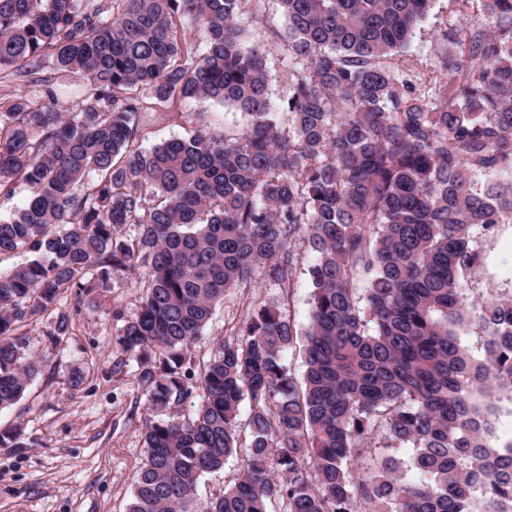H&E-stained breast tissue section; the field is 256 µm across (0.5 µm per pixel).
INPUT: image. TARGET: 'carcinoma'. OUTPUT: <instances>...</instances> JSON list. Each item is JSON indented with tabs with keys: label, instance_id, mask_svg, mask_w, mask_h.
Listing matches in <instances>:
<instances>
[{
	"label": "carcinoma",
	"instance_id": "1",
	"mask_svg": "<svg viewBox=\"0 0 512 512\" xmlns=\"http://www.w3.org/2000/svg\"><path fill=\"white\" fill-rule=\"evenodd\" d=\"M241 2L0 0V71L32 84L0 110V197L17 177L30 192L0 222V256L35 255L0 272V409L38 370L25 327L51 318L55 343L71 294L102 310L138 271V311L115 338L150 411L129 512H512V445L489 440L492 394L512 392V298L463 295L476 235L512 222V0H483L491 26L468 60L443 61L462 80L430 98L392 60L432 0H280L291 82L276 99ZM176 14L203 54L174 36ZM52 68L90 81L76 112L39 77ZM144 97L216 100L247 123L146 150ZM304 249L308 324L253 304L193 383L216 306L258 279L293 288ZM471 324L479 358L458 339ZM298 342L300 380L281 362ZM196 387L188 416H156ZM23 435L1 430L0 446L30 447ZM376 436L414 448L427 481H404L392 455L360 470ZM240 449L234 482L198 504Z\"/></svg>",
	"mask_w": 512,
	"mask_h": 512
}]
</instances>
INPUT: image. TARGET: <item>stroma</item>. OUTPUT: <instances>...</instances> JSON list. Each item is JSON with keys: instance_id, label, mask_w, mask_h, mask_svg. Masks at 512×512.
<instances>
[{"instance_id": "35a3bbf8", "label": "stroma", "mask_w": 512, "mask_h": 512, "mask_svg": "<svg viewBox=\"0 0 512 512\" xmlns=\"http://www.w3.org/2000/svg\"><path fill=\"white\" fill-rule=\"evenodd\" d=\"M241 20L251 42L267 54L272 95H282L289 75L283 61L286 46L279 38L286 21L277 0H245ZM487 24L483 0H433L407 48L415 63L413 90L430 96L440 83H457L459 74L443 69V59L466 54L470 33ZM143 107L148 126L137 144L144 149L187 137L203 125L217 134H233L246 124L241 113L214 100L160 104L147 99ZM475 247L482 263L467 278V300L512 296V224L480 236ZM313 261L312 253L302 252L292 293L262 284L233 290L193 344L192 370L202 371L225 338V323L242 318L250 302L292 300L297 323L307 324V270ZM140 294L135 278L115 285L107 295L114 311L109 318L88 302L69 298L77 310L73 330L45 354L24 397L0 410V430L22 425L31 442L27 448L0 447V512H127L146 460L142 425L147 397L135 361H122L114 341L119 318L135 315Z\"/></svg>"}]
</instances>
